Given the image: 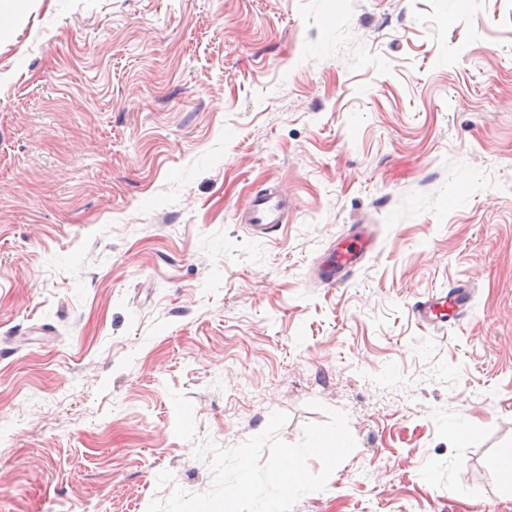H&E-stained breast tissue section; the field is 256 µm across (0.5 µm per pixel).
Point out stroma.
I'll return each instance as SVG.
<instances>
[{"label":"stroma","instance_id":"35a3bbf8","mask_svg":"<svg viewBox=\"0 0 512 512\" xmlns=\"http://www.w3.org/2000/svg\"><path fill=\"white\" fill-rule=\"evenodd\" d=\"M280 190L269 235L240 214ZM349 280L313 276L360 227ZM466 283L460 323L414 304ZM292 512H512V0H24L0 35V512H147L272 412ZM466 438L456 439L458 428Z\"/></svg>","mask_w":512,"mask_h":512}]
</instances>
